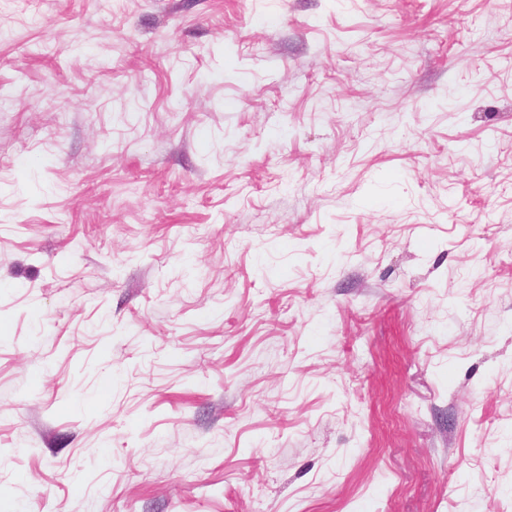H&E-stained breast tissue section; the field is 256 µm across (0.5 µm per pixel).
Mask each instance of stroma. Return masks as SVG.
Wrapping results in <instances>:
<instances>
[{
    "label": "stroma",
    "instance_id": "obj_1",
    "mask_svg": "<svg viewBox=\"0 0 512 512\" xmlns=\"http://www.w3.org/2000/svg\"><path fill=\"white\" fill-rule=\"evenodd\" d=\"M0 512H512V0H0Z\"/></svg>",
    "mask_w": 512,
    "mask_h": 512
}]
</instances>
